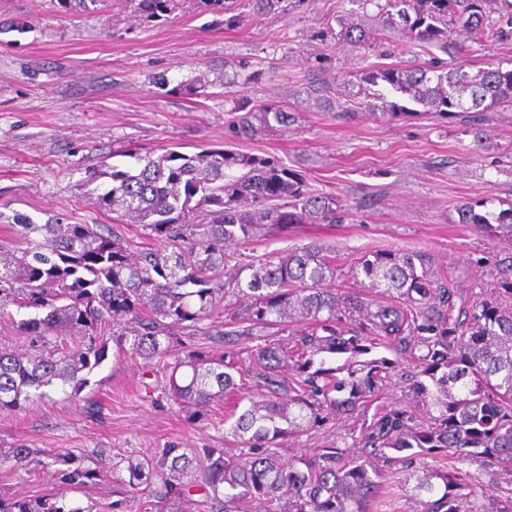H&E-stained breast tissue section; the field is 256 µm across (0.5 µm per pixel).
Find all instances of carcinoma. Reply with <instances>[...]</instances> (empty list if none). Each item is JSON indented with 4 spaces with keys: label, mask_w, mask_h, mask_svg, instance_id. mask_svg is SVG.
<instances>
[{
    "label": "carcinoma",
    "mask_w": 512,
    "mask_h": 512,
    "mask_svg": "<svg viewBox=\"0 0 512 512\" xmlns=\"http://www.w3.org/2000/svg\"><path fill=\"white\" fill-rule=\"evenodd\" d=\"M386 28L442 52L483 44L512 28V0H374ZM147 17L175 10L176 0H130ZM500 26L487 25L491 13ZM372 38L359 24L345 29L354 48ZM359 85L392 115L415 107L444 117L487 112L512 102V69L474 73L462 63L383 65ZM288 125L274 104L252 107L238 131L254 136ZM135 165L88 174L97 207L140 224L161 244L136 250L92 224H20L21 246L0 245V318L16 320L28 340L24 353L0 349V412L20 411L41 389L71 388L77 396L108 357L109 336L120 354L165 362L168 391L177 401L207 404L228 392L248 402L229 427L245 450L158 448L141 460L112 457L98 471L77 465L67 449L41 453L24 443L0 445V465L73 486L118 483L148 499L153 512H178L176 500L199 489L212 512H378L376 504L401 491L420 512H512V287L483 290L464 317L453 314V291L440 281L424 252L381 250L345 273L310 244L258 263H241L226 247L252 240L265 226L334 224L344 213L333 195L308 191L300 174L272 156L234 150L129 152ZM108 181L103 182L101 178ZM459 223L498 224L512 244V205L497 213L459 208ZM369 280L368 296L342 291L336 278ZM224 318L226 336H252L258 327L290 328L295 343L265 340L237 365L241 352L210 359L179 354L176 330ZM79 339L75 349L57 344ZM409 343L419 374L409 392L432 408L425 421L406 406L385 409L357 454L318 448L284 463L274 444L296 438L333 411H353L395 369L385 358L359 360L389 343ZM323 354L348 355L324 368ZM296 365L300 379L285 387L280 370ZM264 392L254 395L247 378ZM448 457V464L409 471L417 452ZM481 458L486 473L461 467ZM384 460L388 470L378 467ZM506 478H501V475ZM123 501L84 507L64 496L34 499L0 493V512H123Z\"/></svg>",
    "instance_id": "carcinoma-1"
}]
</instances>
